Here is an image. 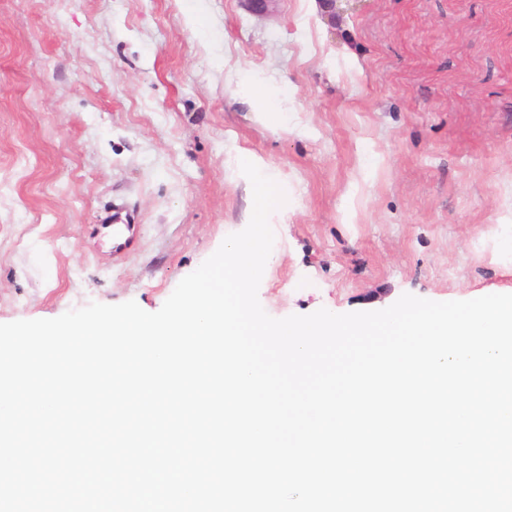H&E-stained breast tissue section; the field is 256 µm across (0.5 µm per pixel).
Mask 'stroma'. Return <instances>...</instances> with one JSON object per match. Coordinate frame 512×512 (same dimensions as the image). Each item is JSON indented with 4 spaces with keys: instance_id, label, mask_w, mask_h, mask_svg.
Wrapping results in <instances>:
<instances>
[{
    "instance_id": "obj_1",
    "label": "stroma",
    "mask_w": 512,
    "mask_h": 512,
    "mask_svg": "<svg viewBox=\"0 0 512 512\" xmlns=\"http://www.w3.org/2000/svg\"><path fill=\"white\" fill-rule=\"evenodd\" d=\"M244 154L287 198L270 316L512 290V0H0V323L158 311L247 226ZM246 93L248 102L255 112L284 114L280 113L282 112L280 100L270 92L268 82L264 77L252 74L247 83ZM112 254L118 257L130 254L138 242L137 224H124L112 216Z\"/></svg>"
}]
</instances>
